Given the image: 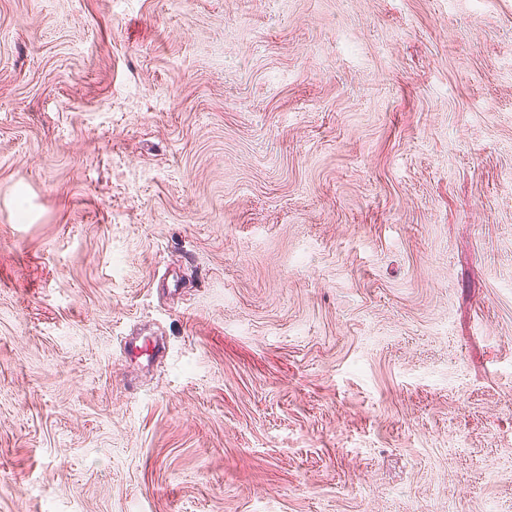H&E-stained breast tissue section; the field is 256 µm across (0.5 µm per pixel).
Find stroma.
<instances>
[{
	"mask_svg": "<svg viewBox=\"0 0 512 512\" xmlns=\"http://www.w3.org/2000/svg\"><path fill=\"white\" fill-rule=\"evenodd\" d=\"M0 512H512V0H0Z\"/></svg>",
	"mask_w": 512,
	"mask_h": 512,
	"instance_id": "35a3bbf8",
	"label": "stroma"
}]
</instances>
